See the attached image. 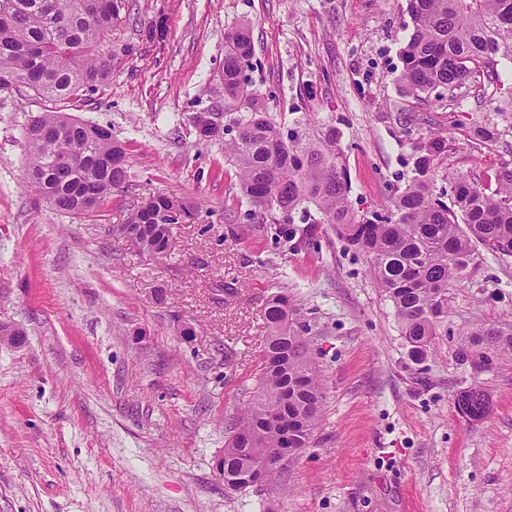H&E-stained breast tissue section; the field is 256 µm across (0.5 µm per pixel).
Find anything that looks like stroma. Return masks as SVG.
Masks as SVG:
<instances>
[{"label": "stroma", "instance_id": "1", "mask_svg": "<svg viewBox=\"0 0 512 512\" xmlns=\"http://www.w3.org/2000/svg\"><path fill=\"white\" fill-rule=\"evenodd\" d=\"M243 21L253 91L281 126L335 130L356 211L388 205L434 134L448 140L438 187L512 165V64L477 98L406 94L407 0H131L112 42L133 52L67 107L122 144L125 191L75 215L39 200L24 132L48 104L0 92V325L26 335L0 344V512H512V365L477 375L453 356L461 331L512 318V255L480 250V275L448 293L447 335L415 363L366 259L328 224L284 242L250 217L223 142L199 138L192 118L223 111L224 33ZM161 193L194 216L156 259L111 228ZM280 292L310 329L322 415L286 492L232 491L215 464ZM477 378L491 412L472 424L455 398Z\"/></svg>", "mask_w": 512, "mask_h": 512}]
</instances>
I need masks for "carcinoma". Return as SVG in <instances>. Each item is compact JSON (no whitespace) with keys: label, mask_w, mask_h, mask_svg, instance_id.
I'll return each instance as SVG.
<instances>
[{"label":"carcinoma","mask_w":512,"mask_h":512,"mask_svg":"<svg viewBox=\"0 0 512 512\" xmlns=\"http://www.w3.org/2000/svg\"><path fill=\"white\" fill-rule=\"evenodd\" d=\"M129 0H0V91L23 88L50 101L87 100L112 76L118 56L101 49L122 22ZM414 30L402 50L399 80L418 96L439 88L454 95L472 78L493 79L500 60L512 62V0H408ZM252 56L250 28L224 35V112L193 117L209 140L228 130L225 156L236 167L240 189L262 218L296 238L295 216L329 224L356 252L392 302L403 336L421 354L448 323V290L480 271L477 247L512 254V169L494 173L495 187L453 182V204L436 191L447 140L419 147L415 175L383 214L360 215L349 201L343 154L333 132L311 119L285 131L258 104L245 73ZM248 105V112L236 107ZM30 160L24 182L63 213L94 210L128 185L122 145L112 133L59 110L34 117L26 127ZM192 217L185 203L167 195L144 200L112 233L138 236L143 252L162 258L174 250V228ZM288 296H274L264 310L267 329L257 393L229 424L219 462L234 489L258 454L283 446L279 424L288 414L294 441L310 446L320 420L324 390L312 362L307 327ZM476 375L512 362V320L480 324L462 334L453 352ZM459 415L478 423L490 413L482 382L461 391Z\"/></svg>","instance_id":"carcinoma-1"}]
</instances>
